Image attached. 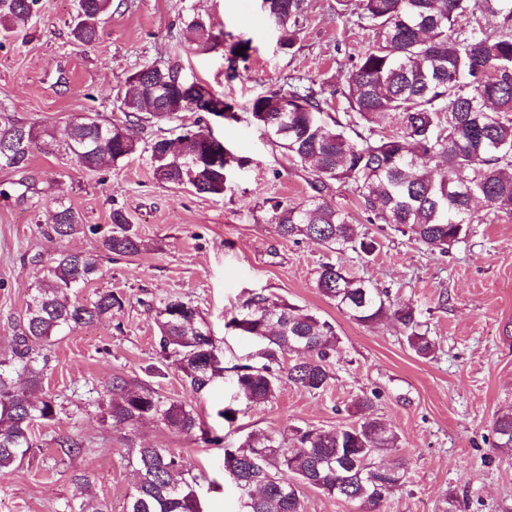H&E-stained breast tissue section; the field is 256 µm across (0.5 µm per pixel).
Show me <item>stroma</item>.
Wrapping results in <instances>:
<instances>
[{"instance_id":"obj_1","label":"stroma","mask_w":512,"mask_h":512,"mask_svg":"<svg viewBox=\"0 0 512 512\" xmlns=\"http://www.w3.org/2000/svg\"><path fill=\"white\" fill-rule=\"evenodd\" d=\"M77 0H39L18 35L0 36V113L36 124L39 135L21 169H0V353L8 352L17 324L59 251L99 256L97 276L78 299L110 290L122 309L99 323L52 337L37 396L51 397L53 421L33 430L23 463L0 472V512H70L79 498L107 502L122 512L135 476L129 448L151 445L180 454L184 467L203 476V512H238V493L224 479V449L250 434L291 425L330 430L356 421V396L373 398L371 414L398 437L388 460H405L409 480L381 512H444L455 496L460 512H512V449L493 445L496 418L512 411V213L476 203V223L465 242L434 253L387 224H371L359 198L333 186V202L361 231L381 244L370 260L329 255L320 243L280 237L269 222L272 203L305 202L313 175L251 119L249 101L296 78L339 86L371 43L360 23L359 0H305L295 43L282 47L261 0H112L94 46L76 42L69 25ZM211 22L223 47L199 49L190 23ZM248 43L246 59L230 46ZM181 63L225 103L237 122L188 112L184 122L209 128L245 167L228 171L223 194L197 193L157 181L147 157L134 155L95 171L82 169L64 144L66 126L86 113L119 118L116 93L145 64ZM64 196L86 226L58 242L45 235L54 199ZM123 209L141 241L139 253L105 252L113 209ZM333 261L391 289L398 301L424 311L439 351L417 357L398 323L366 326L348 319L319 295L314 279ZM304 307L336 327L341 354L322 392L283 386L271 402L250 404L238 391L236 366L256 363L257 345L227 329L252 293ZM447 305H439V296ZM177 296L198 307L217 341L224 367L203 395L185 387L160 363L156 313ZM147 382L162 398L191 405L222 444L207 445L154 421L135 428L106 419L104 387L113 374ZM237 409L226 422L218 410ZM83 440L89 454L66 456L60 440ZM83 473L88 488L71 477Z\"/></svg>"}]
</instances>
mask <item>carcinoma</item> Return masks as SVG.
Instances as JSON below:
<instances>
[{
  "mask_svg": "<svg viewBox=\"0 0 512 512\" xmlns=\"http://www.w3.org/2000/svg\"><path fill=\"white\" fill-rule=\"evenodd\" d=\"M111 2L78 0L73 28L78 42L96 43ZM361 2L363 19L375 27L378 39L353 64L345 86L271 88L249 104L253 121L314 175L307 201L272 204L271 222L284 238L306 237L334 253L371 257L376 239L359 231L349 213L328 199L336 183L363 200L368 223L408 231L430 251L446 254L469 235L473 199L484 200L494 211L512 212V0H495L497 7L490 10L494 22L477 14L478 0ZM37 6L38 0H0V26L25 25ZM262 9L280 31L282 44L292 46L304 0H265ZM191 26L203 50L223 43V32H215L211 23L197 19ZM126 85L124 95L117 96L125 117L173 123L183 132L141 148L118 122L85 117L65 129L72 157L96 170L141 151L158 181L223 194L226 170L214 165L207 133L178 124L181 114L206 110L195 103L191 87L205 90L207 85L179 64L144 65L127 76ZM338 100L345 104V122L332 115ZM380 117L395 121L397 131L376 135L372 123ZM37 135L33 124L4 120L0 169L24 167L26 148ZM55 202L49 238L80 233L79 213L60 196ZM110 220L104 249L115 255L138 253L141 242L131 232L129 217L114 209ZM97 271L93 255L61 253L27 303L9 354L0 355V471L21 464L33 448L34 424L56 416L54 400L34 398L17 385L13 373L25 374L29 387L39 386L44 342L123 306V296L111 291L85 302L70 299L71 290L88 284ZM314 287L361 324L393 319L416 356L434 358L436 342L416 304H394L389 289L358 279L333 261L320 265ZM156 321L164 360L194 393H207L224 367L214 356L216 340L201 312L170 296L158 308ZM228 326L262 345V363L243 365L237 374L238 389L248 402L265 404L286 384L314 393L330 385L331 359L340 354L330 322L254 293ZM288 354L297 358L285 367ZM105 393L115 423L132 428L153 420L205 443L217 441L194 408L163 400L146 384L116 374ZM371 404L367 396L354 400L360 417L351 426L325 431L290 425L278 433L250 434L237 447L224 449V477L240 492L239 512H303L304 487L361 508H378L406 484L408 469L400 459L382 462L381 456L395 449L396 435L366 413ZM493 433L495 446L512 447V412L496 419ZM58 445L69 457L89 452L84 441L74 438ZM131 460L138 481L125 512H202L201 477L186 472L172 449L134 448ZM284 471L293 479L280 477Z\"/></svg>",
  "mask_w": 512,
  "mask_h": 512,
  "instance_id": "obj_1",
  "label": "carcinoma"
}]
</instances>
